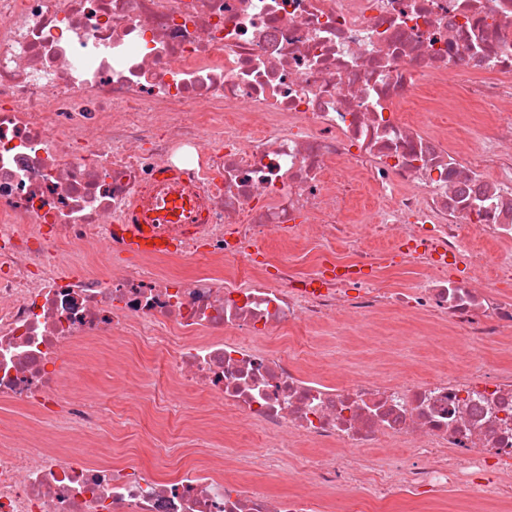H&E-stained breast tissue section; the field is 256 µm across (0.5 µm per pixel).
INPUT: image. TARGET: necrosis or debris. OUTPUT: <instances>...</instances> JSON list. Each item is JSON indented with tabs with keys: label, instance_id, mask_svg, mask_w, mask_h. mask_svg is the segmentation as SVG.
Here are the masks:
<instances>
[{
	"label": "necrosis or debris",
	"instance_id": "1",
	"mask_svg": "<svg viewBox=\"0 0 512 512\" xmlns=\"http://www.w3.org/2000/svg\"><path fill=\"white\" fill-rule=\"evenodd\" d=\"M175 198V249L128 257L116 227ZM393 310L512 355V0H0V403L66 443L0 442V512H512L511 368L335 383L292 352ZM115 340L154 380L128 410L214 406L168 475L92 436L74 359ZM233 423L305 480L248 484ZM284 464H288V472L281 474L280 476L274 477L265 474L260 471V474L257 476V480L266 486V489L275 494L279 493H287L293 490L297 484V468L296 462L294 459H288V461L283 460ZM288 473V478L285 479Z\"/></svg>",
	"mask_w": 512,
	"mask_h": 512
}]
</instances>
